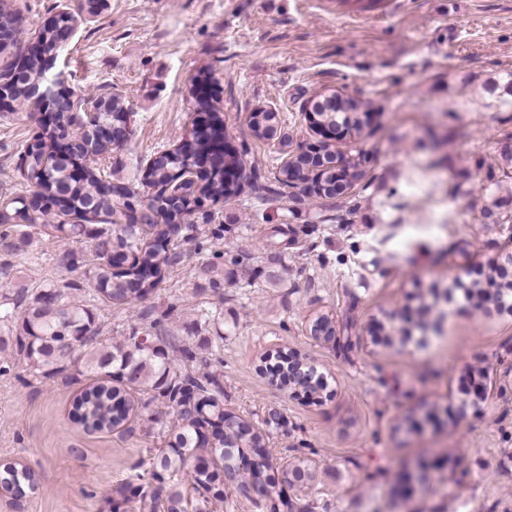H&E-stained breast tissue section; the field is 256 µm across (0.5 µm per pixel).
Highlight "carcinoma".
<instances>
[{
	"instance_id": "obj_1",
	"label": "carcinoma",
	"mask_w": 512,
	"mask_h": 512,
	"mask_svg": "<svg viewBox=\"0 0 512 512\" xmlns=\"http://www.w3.org/2000/svg\"><path fill=\"white\" fill-rule=\"evenodd\" d=\"M25 74L15 66L0 72V83L9 85L15 98L24 99L38 109L39 101L31 92L42 84L44 60L31 55L26 58ZM112 103L108 112L99 116L102 124L111 123L119 114L130 112L122 96L103 92ZM198 106L213 111V123L206 137L197 141L198 150L206 152L224 140V120L216 103L198 101ZM366 103L353 97L338 100V105L320 113L330 124H340L355 139L362 135L357 111ZM279 113L253 114L250 129L254 137L267 140L279 126ZM58 135L53 130L37 133L38 150H24L19 170L31 184V193L46 199L61 195L65 205L57 208V216L81 220L79 224L62 221L50 228L66 236L85 234L92 241L96 262L85 267L83 258L70 253L66 264L77 277L61 286L50 285L30 291L26 288L0 294V354L7 353L23 362L35 378H71V372L88 376L94 383L72 402L71 418L85 430L96 433L136 428L146 437L163 441L147 462L143 472L135 475L137 485L119 483L106 500L107 512L120 504L130 505L132 512H220L224 494L219 486L234 488L250 497V477L238 467L239 458L249 448H263L268 436L281 426L282 416L270 411L254 423L224 407V390L220 370H187L177 365L170 355L177 338L164 335L157 319L133 326L128 336L109 341L102 338L98 304L130 305L146 298L162 282L164 274L176 263L178 255L171 242L184 231H197L188 223L176 198L160 191L144 195L138 184L117 187L106 179V170L94 161L81 166V175L69 174V166L54 161ZM192 165L190 158L179 152H164L149 167L150 184L166 186L171 173ZM239 168L237 157L221 155L210 173L196 185L195 192L203 201H219L238 195L242 186L228 184L224 169ZM140 199L152 213L144 224H118L110 217L123 214L130 201ZM50 210L38 211L27 202V196L5 197L0 201V244L14 249L25 242V228L36 224ZM105 217L103 224L92 229L87 223ZM132 254L135 262L124 270L117 269L114 254ZM86 296L77 300L73 292ZM163 410H158V407ZM280 481L297 488L294 479L305 484L313 479L311 461L298 459L279 472ZM38 486L35 472L19 462L0 466V491L23 497ZM266 512H312L307 504L296 505L270 495L252 500Z\"/></svg>"
}]
</instances>
